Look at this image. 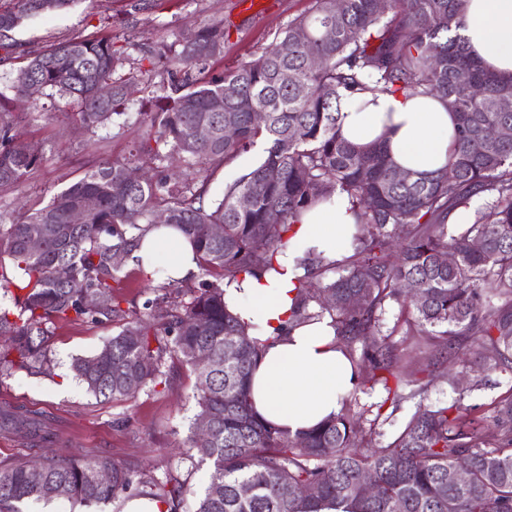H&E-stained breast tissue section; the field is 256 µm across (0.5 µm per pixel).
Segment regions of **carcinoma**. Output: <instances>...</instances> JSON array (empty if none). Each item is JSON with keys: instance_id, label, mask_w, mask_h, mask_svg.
<instances>
[{"instance_id": "1", "label": "carcinoma", "mask_w": 512, "mask_h": 512, "mask_svg": "<svg viewBox=\"0 0 512 512\" xmlns=\"http://www.w3.org/2000/svg\"><path fill=\"white\" fill-rule=\"evenodd\" d=\"M9 2L0 4V62L17 48L13 30L40 14L39 0ZM464 12L465 0H393L384 13L375 0H313L259 57L203 83L192 69L223 57L224 21L200 27L192 43L157 40L143 51L139 62L167 75L168 92L159 111L144 113L147 132L135 154L94 162L38 209L0 213V289L14 292L16 303L14 312L0 310V377L50 373L46 325L55 320L118 325L98 353L74 360L76 379L96 397L123 401L167 385L177 362L196 369L197 417L209 416L212 427L201 435L192 425L186 447L188 458L209 466V482L191 506L179 468L158 477L105 455L60 456L52 434L21 418L35 446L45 449L41 479L27 461L1 464L0 512L47 503L60 486L86 508L134 490L166 512H512V393L496 403L490 442L480 436L472 407L458 399L417 411L384 444L378 419L365 426L364 413L353 409L355 393L335 417L293 436L253 412L250 377L263 343L224 303V280L271 267L302 211L339 192L356 217L351 254L340 262L304 260L310 279L300 284L292 319L329 314L339 349L353 367H370L360 385L382 386L395 405L409 380L383 332L390 302L409 308L407 331L438 339L450 354L474 348L487 368L512 370V112L498 109L512 95V79L470 54L461 34ZM328 29L334 37H325ZM300 31L306 37L298 41ZM313 56L320 66H311ZM128 65L132 59L110 34L74 39L27 58L13 89L22 100L37 84L73 103L72 124L94 133L108 123L120 126L117 107L127 89L121 71ZM285 71L292 75L286 83ZM459 72L480 85V96L457 81ZM101 83L112 86L111 98L97 96ZM367 93L443 100L458 121L447 167L403 181L381 147L346 140L338 125L342 104ZM21 121L0 97V188L25 180L43 161V152L18 140ZM228 122L232 138L224 137ZM201 124L211 128L204 141L196 138ZM487 126L506 127L508 135L489 140ZM259 145L261 162L212 198L211 173ZM135 163L147 177L130 184L124 172ZM76 208L85 211V223H69ZM456 210L468 214L465 223H448ZM271 211L280 223H268ZM157 212L193 242L199 281L187 287L189 300L164 310L167 291L180 293L184 283L156 285L162 295L144 302L146 315L128 321L125 276L112 251L130 257ZM212 224L223 225L222 236L202 232ZM34 235L43 239L38 253L28 249ZM446 254L453 263L442 261ZM406 282L418 298L402 291ZM88 294L97 305H87ZM231 344L239 354L226 363ZM201 353L211 358L204 369ZM461 460L470 466L463 488L451 480ZM102 470L111 482L97 481ZM367 471L382 485L376 496L363 489ZM244 483L253 488L246 498L238 494ZM306 485L314 496L297 492Z\"/></svg>"}]
</instances>
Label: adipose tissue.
<instances>
[{"label": "adipose tissue", "mask_w": 512, "mask_h": 512, "mask_svg": "<svg viewBox=\"0 0 512 512\" xmlns=\"http://www.w3.org/2000/svg\"><path fill=\"white\" fill-rule=\"evenodd\" d=\"M462 34L484 67L512 76V0H468ZM339 124L349 142L380 145L401 170L418 175L446 167L457 134L454 112L439 98L419 94L359 96L343 104ZM354 225L346 196L334 194L300 215L271 268L224 283L228 309L265 345L251 376L254 410L293 434L336 416L358 384L357 372L334 343L330 316L288 324L307 275L304 259H343ZM132 257L149 276L160 265L165 277L177 281L199 273L190 240L165 224L147 226Z\"/></svg>", "instance_id": "adipose-tissue-1"}]
</instances>
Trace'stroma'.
<instances>
[{
  "label": "stroma",
  "mask_w": 512,
  "mask_h": 512,
  "mask_svg": "<svg viewBox=\"0 0 512 512\" xmlns=\"http://www.w3.org/2000/svg\"><path fill=\"white\" fill-rule=\"evenodd\" d=\"M255 15L239 12L235 0H147L141 11L131 8V0H76L70 8L42 13L16 29L12 38L19 53L34 54L54 42L88 35L109 28L116 47L132 56L158 39H181L187 29L224 20L230 33L224 43V57L205 63L208 75L233 70L250 61L272 42L294 18L306 14L312 0H263ZM133 91L124 105L122 128L107 126L84 134L71 124V105L59 99L41 97L31 106L20 128L23 141L50 148L39 169L13 187L0 188V211L21 204L30 209L44 206L50 197L85 171L92 161L127 157L133 141L142 138L146 127L143 112L155 109L163 96V79H144L138 70H125ZM402 312L398 304L387 305L385 326L392 329V342L416 386L422 392L403 401L381 423L383 441H390L402 424L422 406H444L463 399L474 406V414L484 420V436H493L492 404L512 388V372L490 371L478 353H470L452 368L431 367L438 347L423 338L405 333L397 322ZM47 355L52 372L29 376L19 372L0 381V406L40 418L55 433L58 453L80 456L106 454L117 460L141 464L162 474L171 463H179L191 490L202 494L208 470L179 454L189 427L199 408L194 397L196 378L187 368L174 367L168 387L139 394L132 401L112 402L86 392L71 371L74 358L93 355L116 332L108 321L94 323L59 321L48 327ZM463 376V384L450 386L449 373Z\"/></svg>",
  "instance_id": "35a3bbf8"
}]
</instances>
